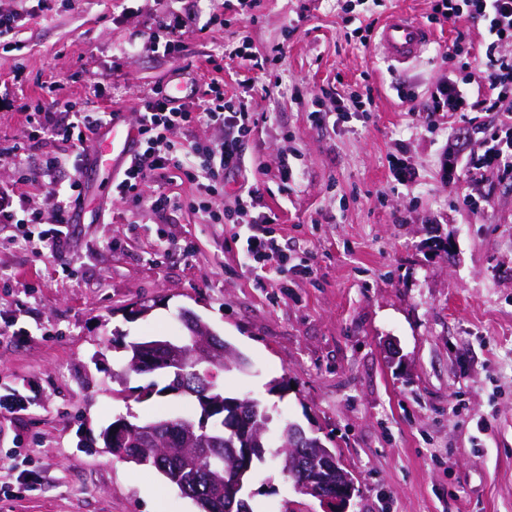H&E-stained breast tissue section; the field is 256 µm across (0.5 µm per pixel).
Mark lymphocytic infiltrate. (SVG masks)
I'll return each mask as SVG.
<instances>
[{
	"label": "lymphocytic infiltrate",
	"instance_id": "f902f5d3",
	"mask_svg": "<svg viewBox=\"0 0 512 512\" xmlns=\"http://www.w3.org/2000/svg\"><path fill=\"white\" fill-rule=\"evenodd\" d=\"M432 10L445 20L471 22L484 28L483 60L467 67L463 75L449 74L447 81L431 92L435 110L453 115L473 110L468 88L476 86L488 111L496 115L479 142L464 147L453 143L448 147V170H465L462 201L477 214L490 205L497 185L512 182V0H435ZM136 110L140 140L115 184L117 197L136 206L148 204L161 221L170 210L184 206L194 212L208 211L213 223H223V213L212 210L211 201L223 195L225 173L242 167V142L253 121L247 102L228 109L224 82L214 78L206 88L198 89L190 101L174 104L156 92L139 97ZM110 118L108 112L79 107L70 101L56 102L51 111L39 105L27 113V123L41 135V163L35 168L28 165L33 146L27 142H15L5 151V158L18 169L19 178L12 187L0 185V224L40 223V214L30 207L25 188L52 178L49 197L53 226L39 232L37 239L57 256H65L67 236L62 226L73 205L80 202L83 184L76 178L62 182L56 175L66 156L80 151L90 135ZM200 122L222 128L223 140L177 147L172 139L174 131L189 130ZM177 178L195 185L196 195L184 199L166 192V185ZM148 182L158 185L150 195L143 190ZM238 199L257 211L241 246L243 263L249 271L261 280L276 274L280 288L287 287L289 272L310 273L308 261L281 249L275 230L279 216L267 208L260 190L242 187Z\"/></svg>",
	"mask_w": 512,
	"mask_h": 512
}]
</instances>
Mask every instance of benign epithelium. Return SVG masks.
Here are the masks:
<instances>
[{"label":"benign epithelium","instance_id":"obj_1","mask_svg":"<svg viewBox=\"0 0 512 512\" xmlns=\"http://www.w3.org/2000/svg\"><path fill=\"white\" fill-rule=\"evenodd\" d=\"M182 318L188 328V336L194 346V352L198 360L211 361L217 348L208 336L199 335L204 324L191 312H181ZM185 346L181 341H171L163 338H153L143 341L136 348V356L131 362L133 368L166 369L171 366H184ZM228 409L224 416V425L227 429L238 433L247 442L245 448H231L229 453L238 464L236 481L250 472L253 456L258 449L254 448L256 437L252 430V422L243 413V405L222 403L214 401L212 409ZM298 445L306 446V453L295 456L293 466L299 470L302 479L297 489L305 494H311L320 501L324 512H348L351 500L359 492L356 479L347 474L339 460L329 456L314 454V449L320 443L306 437L304 432H299Z\"/></svg>","mask_w":512,"mask_h":512}]
</instances>
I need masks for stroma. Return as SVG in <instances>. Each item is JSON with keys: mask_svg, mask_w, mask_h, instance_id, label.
<instances>
[{"mask_svg": "<svg viewBox=\"0 0 512 512\" xmlns=\"http://www.w3.org/2000/svg\"><path fill=\"white\" fill-rule=\"evenodd\" d=\"M12 11L23 19L0 42L2 149L31 137L36 103L92 102L133 124L138 96L179 80L195 89L216 63L226 101L246 98L256 122L244 175L225 178L212 205L229 223L184 208L157 224L101 190L104 172L81 176L70 161L60 177H81L87 211L67 227L65 259L12 243L17 227L0 224V269L12 273L0 284V397L25 398L0 408V512H197L100 437L117 418L184 408L171 395L137 401L148 378L123 372L113 342L178 336L183 309L251 363L220 377L226 393L335 448L360 489L349 512H512V185L468 214L465 176L443 162L449 139H478L476 123L430 97L456 39L479 41L478 29L434 18L430 0H0ZM209 11L217 24L199 30ZM396 14L433 41L394 66L378 31ZM172 16L186 33L164 57L148 34ZM244 53L260 68L244 71ZM353 93L371 95V112L339 119ZM246 180L279 214L280 242L313 256L312 274L289 275L285 289L257 284L231 240L253 220L236 201ZM161 231L172 246L158 259ZM281 377L291 389L270 393ZM249 490L253 512H322L273 459Z\"/></svg>", "mask_w": 512, "mask_h": 512, "instance_id": "1", "label": "stroma"}]
</instances>
